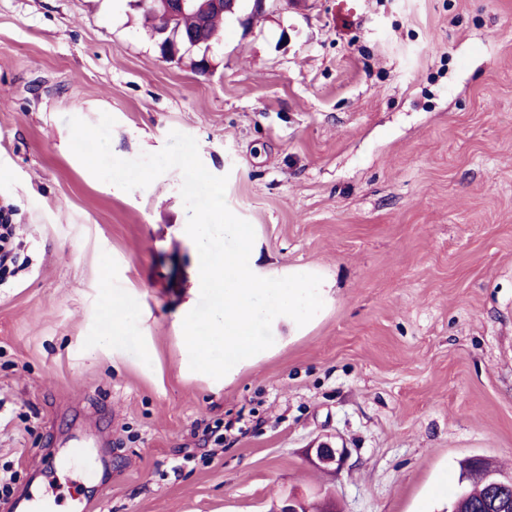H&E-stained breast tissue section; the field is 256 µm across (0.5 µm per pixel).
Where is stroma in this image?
Masks as SVG:
<instances>
[{
    "label": "stroma",
    "instance_id": "35a3bbf8",
    "mask_svg": "<svg viewBox=\"0 0 512 512\" xmlns=\"http://www.w3.org/2000/svg\"><path fill=\"white\" fill-rule=\"evenodd\" d=\"M212 58L161 59L129 0H0V218L28 264L0 277V512H446L460 460L512 476V0H269ZM104 112L122 159L197 140L256 275L323 279L225 384L175 328L181 172L126 192L70 149ZM105 285L143 301L117 354ZM315 450V458L319 466H324L328 470H338L347 456L346 448H334L327 442H321Z\"/></svg>",
    "mask_w": 512,
    "mask_h": 512
}]
</instances>
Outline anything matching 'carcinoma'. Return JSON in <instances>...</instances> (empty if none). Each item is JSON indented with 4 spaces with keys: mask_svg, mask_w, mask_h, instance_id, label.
<instances>
[{
    "mask_svg": "<svg viewBox=\"0 0 512 512\" xmlns=\"http://www.w3.org/2000/svg\"><path fill=\"white\" fill-rule=\"evenodd\" d=\"M197 7V13L183 17V28L192 31L201 27L203 40L217 43L229 13L212 9L209 0H197ZM459 468L465 485L448 506V512H493L498 498L512 496V488L500 484L502 474L490 461L468 457L459 461Z\"/></svg>",
    "mask_w": 512,
    "mask_h": 512,
    "instance_id": "cac0c4a2",
    "label": "carcinoma"
}]
</instances>
